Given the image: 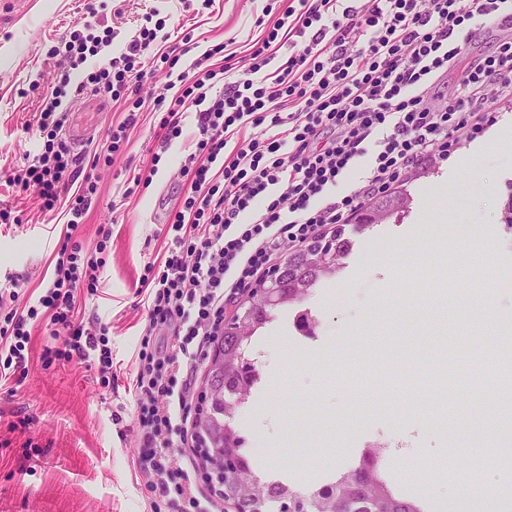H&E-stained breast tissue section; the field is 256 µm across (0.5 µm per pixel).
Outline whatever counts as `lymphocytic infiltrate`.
<instances>
[{
  "instance_id": "f902f5d3",
  "label": "lymphocytic infiltrate",
  "mask_w": 512,
  "mask_h": 512,
  "mask_svg": "<svg viewBox=\"0 0 512 512\" xmlns=\"http://www.w3.org/2000/svg\"><path fill=\"white\" fill-rule=\"evenodd\" d=\"M69 41L52 52L71 66L42 102L36 117L45 142L13 177L37 187L43 211L68 197L69 219L59 240L54 276L35 306L10 310L0 329V382L27 372L26 346L34 321H48L56 346L44 364L97 358L100 375L112 371L107 327L85 329L80 299L94 296L112 230L100 227L95 246L77 234L98 184L59 133L63 98L91 90L120 99L142 80L148 52L163 22L141 25L126 52L108 66L74 77L72 69L110 46L112 31L95 35L96 6ZM492 29L486 50L474 51L477 33ZM298 50L273 60L282 40ZM213 51L176 76L165 141L180 138L186 106H195L196 142L181 169L189 182L181 210L168 227L163 269L144 276L148 324L140 339L132 386L135 460L141 485L160 501L180 498L185 512H222L196 493L193 472L173 454L187 442L189 372L200 361L237 292L275 270L277 255L301 250L336 224H347L375 195L410 171L447 159L462 142L481 135L495 101L512 98V0H297L255 43L242 64L211 65ZM270 77H262V70ZM456 85H448L449 73ZM222 91H215L216 83ZM371 162L360 186L332 190L362 157ZM171 328L166 348L152 336Z\"/></svg>"
}]
</instances>
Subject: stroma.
<instances>
[{"label":"stroma","mask_w":512,"mask_h":512,"mask_svg":"<svg viewBox=\"0 0 512 512\" xmlns=\"http://www.w3.org/2000/svg\"><path fill=\"white\" fill-rule=\"evenodd\" d=\"M89 0H0V203L17 211L20 221L0 224V295L16 307L36 304L51 281L56 247L67 222L65 208L43 212L36 188L18 191L8 176L39 152L34 122L42 95L68 69V61L49 57L51 46L68 40L86 13ZM289 0H112L99 16L100 29H112L111 54L88 58L96 69L120 55L143 16L157 10L172 42L190 37L193 48L176 69L189 71L214 45L224 47L215 65L249 43L285 10ZM138 86L143 112L128 145L98 166L99 197L80 229L84 247L94 246L101 226L112 229L100 271L102 293L82 305L87 328L106 326L117 381L103 386L89 363L47 367L44 346L51 328L34 323L28 344L27 374L19 383L0 385V512H151L133 465L138 439L133 427L135 397L131 379L137 346L147 324L139 289L148 264L157 262L165 232L185 190L179 173L195 135L193 112L183 116L184 134L160 150L163 118L155 103L171 96L166 64H148ZM162 152L148 188L125 196L134 170L150 166ZM488 135L463 143L448 159L408 173L403 183L410 212L402 223L353 233L354 247L340 274L323 280L306 300L323 316L321 342L291 346V306L278 307L265 336L272 353L264 365L267 385L260 394L264 418L275 421L277 435L266 453L267 468L302 489L354 467L365 440L377 433L412 436L410 452L391 454L387 470L403 493L416 498L431 485L450 500L457 487L448 457L483 462L489 490L512 476V463L486 460L492 436L458 450L429 436L422 414L425 398L400 393L379 365H394L405 379L420 369L446 376L459 361H492L512 371V288L497 291L495 312L471 302L469 291L482 287L479 272L490 263L512 273V248L465 255L474 234L503 230L512 195V159L490 157ZM444 194H436V187ZM434 280L429 296L395 294L396 283L410 282L415 270ZM263 418V419H264Z\"/></svg>","instance_id":"35a3bbf8"}]
</instances>
